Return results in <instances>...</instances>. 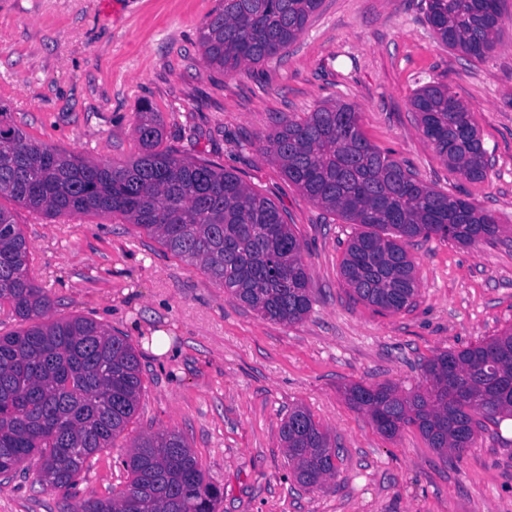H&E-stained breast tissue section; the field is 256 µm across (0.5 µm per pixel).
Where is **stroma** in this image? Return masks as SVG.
<instances>
[{"instance_id": "1", "label": "stroma", "mask_w": 512, "mask_h": 512, "mask_svg": "<svg viewBox=\"0 0 512 512\" xmlns=\"http://www.w3.org/2000/svg\"><path fill=\"white\" fill-rule=\"evenodd\" d=\"M219 0H0V121L57 149L122 166L139 152L138 108L163 145L237 174L288 216L312 309L283 324L260 317L204 271L135 225L95 214L48 218L9 198L29 245V274L52 318L82 316L126 335L142 368L138 409L69 491L34 470L0 481V512H80L125 490L134 441L181 435L216 512H512V421L487 423L471 448L441 453L417 428L395 437L351 408L354 383L425 387L421 366L512 328V0L496 49L468 60L436 39L421 0H322L285 56L237 73L211 66L200 36ZM437 81L472 112L490 159L484 179L451 173L423 136L411 100ZM346 103L372 145L435 189L494 213L497 238L463 246L413 238V306L380 312L347 286L341 263L359 231L308 201L262 151L282 120ZM170 348L156 354L153 337ZM307 408L338 449L320 487L293 477L280 439Z\"/></svg>"}]
</instances>
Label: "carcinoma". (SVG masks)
Masks as SVG:
<instances>
[{
  "mask_svg": "<svg viewBox=\"0 0 512 512\" xmlns=\"http://www.w3.org/2000/svg\"><path fill=\"white\" fill-rule=\"evenodd\" d=\"M322 0H219L201 35L208 62L226 72L274 58L304 32ZM502 0H426L427 22L445 46L481 60L496 46ZM419 127L450 170L477 181L488 167L468 107L441 83L418 89ZM135 133L140 154L122 167L67 154L0 123V198L47 217L120 215L262 318L296 323L311 310L302 245L275 204L208 160L161 149L157 114L144 106ZM288 181L325 211L363 231L352 237L342 274L356 296L398 312L418 293L406 244L422 236L471 245L497 236L494 214L419 180L364 135L348 105L290 118L261 138ZM28 326L0 336V473L38 456L36 481L69 489L89 460L136 413L143 389L134 347L85 317L52 320V300L29 275V247L0 207V305ZM429 386L346 390L348 403L394 437L414 426L429 447L461 452L483 420L512 418V328L423 364ZM296 480L320 486L336 473L328 433L303 407L281 427ZM127 490L88 501L82 512H216L220 488L175 432L134 444L123 460Z\"/></svg>",
  "mask_w": 512,
  "mask_h": 512,
  "instance_id": "cac0c4a2",
  "label": "carcinoma"
}]
</instances>
